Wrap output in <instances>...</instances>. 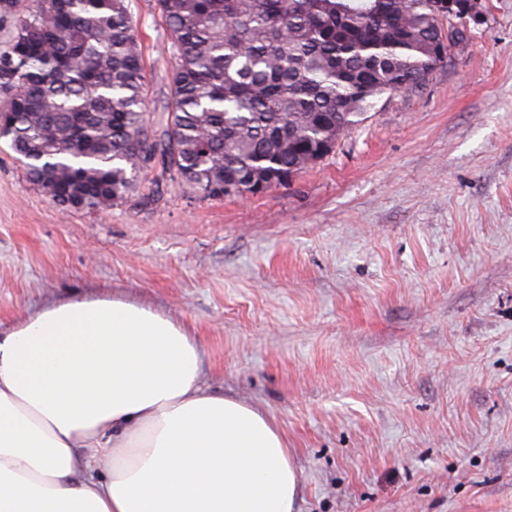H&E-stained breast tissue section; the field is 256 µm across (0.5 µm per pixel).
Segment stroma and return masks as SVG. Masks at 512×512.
Segmentation results:
<instances>
[{
  "label": "stroma",
  "mask_w": 512,
  "mask_h": 512,
  "mask_svg": "<svg viewBox=\"0 0 512 512\" xmlns=\"http://www.w3.org/2000/svg\"><path fill=\"white\" fill-rule=\"evenodd\" d=\"M127 2L152 120L167 32ZM138 181L64 208L0 140V335L70 297L158 309L276 424L296 512H512V0L285 184L204 199L156 158Z\"/></svg>",
  "instance_id": "1"
}]
</instances>
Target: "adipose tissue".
I'll return each mask as SVG.
<instances>
[{"label": "adipose tissue", "instance_id": "ef3b65f1", "mask_svg": "<svg viewBox=\"0 0 512 512\" xmlns=\"http://www.w3.org/2000/svg\"><path fill=\"white\" fill-rule=\"evenodd\" d=\"M276 425L213 393L183 325L112 296L0 338V512H294Z\"/></svg>", "mask_w": 512, "mask_h": 512}]
</instances>
